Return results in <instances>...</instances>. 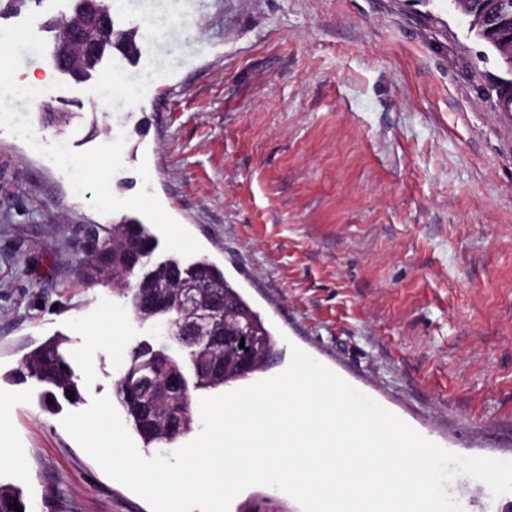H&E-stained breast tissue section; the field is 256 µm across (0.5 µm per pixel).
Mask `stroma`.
<instances>
[{
    "mask_svg": "<svg viewBox=\"0 0 512 512\" xmlns=\"http://www.w3.org/2000/svg\"><path fill=\"white\" fill-rule=\"evenodd\" d=\"M73 0L0 19L11 82L42 75ZM142 56H113L51 103L0 99V484L27 512H151L65 430L114 397L129 350L161 344L109 286L86 285L81 230L147 224L161 260L221 266L272 326L425 438L512 459V129L498 56L454 0H115ZM122 78L138 90L114 89ZM65 341L82 400L47 411L14 382L25 354ZM463 512H512L458 475ZM229 512H302L249 487Z\"/></svg>",
    "mask_w": 512,
    "mask_h": 512,
    "instance_id": "35a3bbf8",
    "label": "stroma"
}]
</instances>
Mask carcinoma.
<instances>
[{"mask_svg": "<svg viewBox=\"0 0 512 512\" xmlns=\"http://www.w3.org/2000/svg\"><path fill=\"white\" fill-rule=\"evenodd\" d=\"M472 13L469 30L484 41L496 53L504 48L494 37L486 34L480 22V14L492 9L496 0H470ZM83 249L87 262L80 272L84 282H106L112 292L126 299L137 317L146 310L150 300L166 290L175 292V282H192L208 297L222 304L212 317L215 328L226 321L244 318V323L259 338L258 367L274 362L278 356L277 342L261 315L252 307L239 289L224 276V270L215 263L201 259L185 264L175 256L154 263L156 237L147 225L135 219L123 217L108 227L99 226L86 231ZM173 332H183L184 311L176 298H171L167 309L158 315ZM64 339L51 337L24 357L18 376L21 380H34L49 387L46 396L52 401L58 398L75 403L80 390L72 367L62 351ZM184 354L173 356L165 349H157L148 343L140 344L129 353L126 369L116 386V397L133 429L144 444H173L187 434L194 423L195 405L192 391L220 390L239 380L232 369L222 378L195 374V352L212 353L226 358L230 352L224 343L213 345L199 339L193 348H183ZM181 370L193 374L192 388L179 398L164 397L157 390L148 394L147 405L140 404L138 394L146 381H159ZM27 509L21 492L11 486L0 485V512H15L13 504Z\"/></svg>", "mask_w": 512, "mask_h": 512, "instance_id": "cac0c4a2", "label": "carcinoma"}]
</instances>
